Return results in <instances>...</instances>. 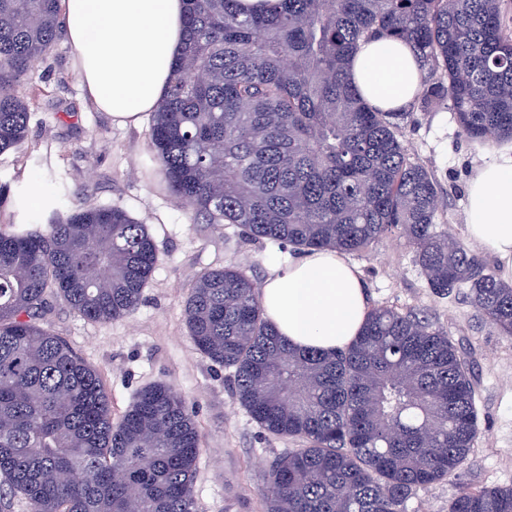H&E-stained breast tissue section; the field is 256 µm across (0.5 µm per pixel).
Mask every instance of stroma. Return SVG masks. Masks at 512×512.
Returning a JSON list of instances; mask_svg holds the SVG:
<instances>
[{"instance_id":"1","label":"stroma","mask_w":512,"mask_h":512,"mask_svg":"<svg viewBox=\"0 0 512 512\" xmlns=\"http://www.w3.org/2000/svg\"><path fill=\"white\" fill-rule=\"evenodd\" d=\"M18 91L31 119L23 152L0 154V225L22 221L17 193L49 175L67 183L73 203L125 209L147 225L158 249L157 267L130 316L95 323L58 303L42 326L98 368L113 418L153 384L185 396L202 434L194 479L197 512H262L266 469L298 443L264 432L241 407L230 371L195 348L184 304L196 274L233 264L262 281L272 264L296 255V248L253 240L230 226L194 223L163 185L147 128L113 125L83 92L66 37L32 65ZM400 138L410 160L428 167L440 185V223L465 238L466 182L491 147L468 138L453 113L415 108ZM350 260L364 277L371 307L412 310L446 332L469 366L476 394L478 433L466 461L454 477L409 498L404 512H448L462 490L512 487V339L500 335L465 297L429 288L414 249L402 239L382 238Z\"/></svg>"}]
</instances>
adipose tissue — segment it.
Here are the masks:
<instances>
[{
  "label": "adipose tissue",
  "instance_id": "ef3b65f1",
  "mask_svg": "<svg viewBox=\"0 0 512 512\" xmlns=\"http://www.w3.org/2000/svg\"><path fill=\"white\" fill-rule=\"evenodd\" d=\"M84 92L113 123L142 127L162 99L184 41V0H61ZM362 97L383 111L405 108L422 72L397 37L360 43L351 67ZM466 235L498 258L512 284V147L476 167L466 188ZM265 316L298 349L348 346L367 315L360 271L343 253L309 249L273 265L260 293Z\"/></svg>",
  "mask_w": 512,
  "mask_h": 512
}]
</instances>
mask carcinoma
I'll return each mask as SVG.
<instances>
[{"mask_svg":"<svg viewBox=\"0 0 512 512\" xmlns=\"http://www.w3.org/2000/svg\"><path fill=\"white\" fill-rule=\"evenodd\" d=\"M235 2L186 0L149 129L169 194L195 220L299 249L358 252L396 231L429 287L467 289L512 338V287L438 224L440 186L406 154L405 113L370 106L349 72L360 40L400 37L423 71L421 111L454 113L472 139H512L505 0H280L258 16ZM61 30L59 0H0V154L25 144L16 86ZM68 196L59 184L32 222L0 227V509L197 512L202 436L184 396L157 384L112 420L99 370L38 322L57 302L123 319L158 263L146 225ZM184 319L260 428L301 442L270 465L263 512H402L474 446L469 368L416 312L376 307L346 350H300L266 320L257 283L225 265L193 278ZM448 512H512V488L465 489Z\"/></svg>","mask_w":512,"mask_h":512,"instance_id":"obj_1","label":"carcinoma"}]
</instances>
